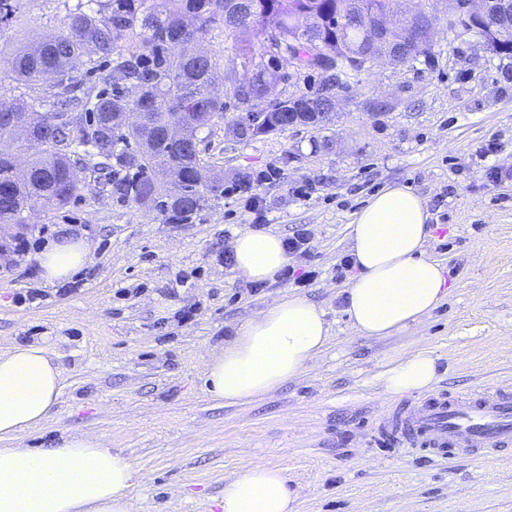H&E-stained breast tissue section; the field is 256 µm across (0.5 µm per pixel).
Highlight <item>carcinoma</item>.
Listing matches in <instances>:
<instances>
[{
  "mask_svg": "<svg viewBox=\"0 0 512 512\" xmlns=\"http://www.w3.org/2000/svg\"><path fill=\"white\" fill-rule=\"evenodd\" d=\"M389 0H249L241 14L233 0H82L69 14L66 28L35 40L4 59L7 73L23 85L37 84L45 72L58 73L61 88L51 107L67 104L89 117L94 129L55 121L44 112L30 135L42 142L35 155L25 144L11 157L0 156V223L20 224L36 205H68L83 185V152L106 160L112 195L123 202L153 208L169 222H186L211 201L224 197V182L208 177L207 161L166 142L161 130L171 121L199 134L212 119L224 120L226 100L239 114L227 124L244 141L290 126L319 129L331 100L310 91L283 92L269 100L265 86L284 79L283 64L308 66L332 56L346 79L355 83L366 57L379 45L366 38L358 15L383 10ZM221 28L237 45L235 56L221 61L194 54L209 30ZM130 39L121 46L120 39ZM112 59L107 87L94 93L74 81L72 72L88 71ZM242 63L244 78L225 87L224 98L211 94L215 74L225 63ZM22 97L0 102V136L13 134L16 123L35 105ZM143 112L145 122L124 131L112 116ZM186 171L178 194L168 188L167 173Z\"/></svg>",
  "mask_w": 512,
  "mask_h": 512,
  "instance_id": "1",
  "label": "carcinoma"
}]
</instances>
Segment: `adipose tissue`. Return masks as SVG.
<instances>
[{"label":"adipose tissue","mask_w":512,"mask_h":512,"mask_svg":"<svg viewBox=\"0 0 512 512\" xmlns=\"http://www.w3.org/2000/svg\"><path fill=\"white\" fill-rule=\"evenodd\" d=\"M429 214L410 186L392 183L370 197L350 226V255L358 274L344 288V312L361 335L384 338L429 317L448 294L445 268L425 257ZM230 248L237 276L273 280L288 263L280 236L238 230ZM86 239L62 236L40 258L50 283L71 278L87 262ZM324 311L300 294H286L241 324L206 365L209 394L239 403L301 374L325 349ZM438 358L419 351L383 363L384 393L429 390ZM61 372L43 347L16 345L0 353V512H132L139 479L132 462L101 437L72 436L53 448L20 445L57 404ZM223 512H296L281 469L257 463L225 482Z\"/></svg>","instance_id":"1"}]
</instances>
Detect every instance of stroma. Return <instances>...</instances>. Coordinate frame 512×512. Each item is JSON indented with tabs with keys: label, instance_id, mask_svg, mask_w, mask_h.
Segmentation results:
<instances>
[{
	"label": "stroma",
	"instance_id": "obj_1",
	"mask_svg": "<svg viewBox=\"0 0 512 512\" xmlns=\"http://www.w3.org/2000/svg\"><path fill=\"white\" fill-rule=\"evenodd\" d=\"M0 26V52L61 30L78 0H18ZM388 100L387 111L373 108ZM331 148H323V139ZM497 154L482 157L489 142ZM205 158L225 183L256 175L265 230L309 233L291 266L313 271L249 294L217 258L251 226L244 196H227L191 222L117 201L95 160L65 208H35L22 228L29 254L0 252V352L47 349L61 371L57 406L22 443L54 447L94 434L141 478L134 512H223L224 483L256 463L284 471L297 512H512V449L481 457L414 452L383 442L382 418L403 403L377 379L390 355L440 358L433 393L512 387V182L492 186L490 165L512 170V56L441 30L430 64H378L343 93L326 129L291 126L239 143L215 128ZM311 184L308 196L296 187ZM410 186L427 202L428 257L451 292L423 323L382 339L358 333L343 312L352 275V216L382 187ZM87 239L91 260L49 284L39 258L58 231ZM298 293L329 324L325 350L299 376L243 404L214 399L210 355L276 298ZM195 317L179 323L181 311Z\"/></svg>",
	"mask_w": 512,
	"mask_h": 512
}]
</instances>
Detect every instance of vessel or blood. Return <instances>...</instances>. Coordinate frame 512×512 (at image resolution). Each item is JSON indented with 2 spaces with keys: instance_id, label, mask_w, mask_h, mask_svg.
<instances>
[{
  "instance_id": "obj_1",
  "label": "vessel or blood",
  "mask_w": 512,
  "mask_h": 512,
  "mask_svg": "<svg viewBox=\"0 0 512 512\" xmlns=\"http://www.w3.org/2000/svg\"><path fill=\"white\" fill-rule=\"evenodd\" d=\"M379 433L385 440H403L416 451L483 455L512 444V388L428 396L384 418Z\"/></svg>"
}]
</instances>
